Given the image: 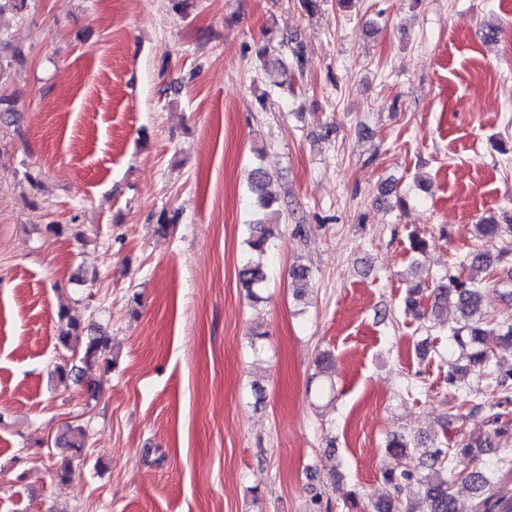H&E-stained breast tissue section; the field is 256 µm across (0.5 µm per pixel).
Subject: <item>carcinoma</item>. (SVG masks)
I'll return each instance as SVG.
<instances>
[{
    "instance_id": "cac0c4a2",
    "label": "carcinoma",
    "mask_w": 512,
    "mask_h": 512,
    "mask_svg": "<svg viewBox=\"0 0 512 512\" xmlns=\"http://www.w3.org/2000/svg\"><path fill=\"white\" fill-rule=\"evenodd\" d=\"M292 58L291 70H283L270 81V87L279 90L293 88L294 73L302 74L307 68L308 58L300 43L289 46ZM19 62V55L9 52V44L0 40V89L9 83L12 71ZM269 173L262 166H255L250 175L251 192L256 196L254 207L264 211L271 206V200L263 195ZM278 221L256 218L247 224L246 245L248 256L244 257L239 270V279L244 287L253 290L268 284V272L258 257L267 252L274 238ZM478 228L486 238H500L512 234V225L504 228L493 219H482ZM512 255L509 247H503L497 254L475 250L448 267V272L439 278V284L430 294V314L453 302L460 320L446 329L448 348L465 352L468 364L464 367L452 366L444 378L446 388L459 392L474 389L466 382L470 371L490 379L504 395L503 404L512 401V367L505 368L494 354L484 347L487 338L492 337L500 347H512V315H489L484 311L483 297L489 284V271ZM425 288L421 284L410 287L405 300V311L417 313L424 298ZM92 330L64 310L58 312L57 344L73 351V341ZM108 343L103 336H91L80 352L79 376L91 379L92 384H100V378L110 368L107 354ZM86 443V432L79 424L66 426L56 438L59 448H82ZM487 447V442L474 433L460 430L457 439L448 443V435L436 436L431 448H415L404 436L394 437L387 443L389 452L402 457L417 459V466L400 472L385 471L383 479L393 487L396 496L378 501L372 505L373 512H457L456 504L461 490L466 489L474 496H480L490 489L494 480V468L475 466L466 473L456 471L455 459L460 455L477 456ZM417 486V498L406 502L400 499L401 493L411 486Z\"/></svg>"
}]
</instances>
